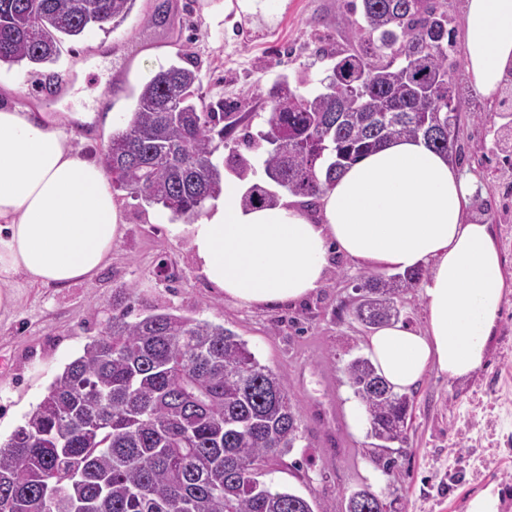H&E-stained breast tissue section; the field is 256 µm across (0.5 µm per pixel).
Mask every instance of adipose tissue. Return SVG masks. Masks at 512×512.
<instances>
[{
  "label": "adipose tissue",
  "instance_id": "obj_1",
  "mask_svg": "<svg viewBox=\"0 0 512 512\" xmlns=\"http://www.w3.org/2000/svg\"><path fill=\"white\" fill-rule=\"evenodd\" d=\"M467 72L483 95L512 72V0H468L462 24ZM93 112L0 105V310L18 279L44 285L92 280L123 234L125 215L96 155L82 150ZM474 181L423 140L397 139L349 167L317 208L281 194L243 203L225 173L224 195L188 227L206 279L248 308L307 298L324 283L330 252L367 267L428 263L424 330L388 323L366 339L377 371L397 391L426 371L462 378L480 368L506 295L502 255L488 218L468 212Z\"/></svg>",
  "mask_w": 512,
  "mask_h": 512
}]
</instances>
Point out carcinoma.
<instances>
[{"mask_svg":"<svg viewBox=\"0 0 512 512\" xmlns=\"http://www.w3.org/2000/svg\"><path fill=\"white\" fill-rule=\"evenodd\" d=\"M135 0H0V65L56 62L63 37L120 23ZM357 47L328 53L321 88L282 75L251 156L219 155L235 113L208 104L198 71L172 65L141 88L133 118L101 155L112 188L191 220L218 197L227 168H262L311 200L387 141L420 138L453 153L457 64L448 11L436 0H361ZM254 183L248 206L277 200ZM421 278L367 273L352 313L371 327L399 318L397 298ZM112 304L81 353L55 376L24 422L0 442V512H335L261 477L299 438L284 378L221 324L154 306L130 319ZM376 447L404 441L409 400L371 360L343 368ZM345 512H381L364 488Z\"/></svg>","mask_w":512,"mask_h":512,"instance_id":"1","label":"carcinoma"}]
</instances>
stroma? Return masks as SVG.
Here are the masks:
<instances>
[{"label": "stroma", "mask_w": 512, "mask_h": 512, "mask_svg": "<svg viewBox=\"0 0 512 512\" xmlns=\"http://www.w3.org/2000/svg\"><path fill=\"white\" fill-rule=\"evenodd\" d=\"M201 6L202 0H136L120 25L63 39L49 66L59 76L53 95L39 93L41 70L25 64L1 66L0 86H13L47 112L61 106L95 111L99 92L108 87L111 111L124 112L159 70L195 69L203 96L239 113L225 145L240 151L244 132L263 125L277 74L318 82L331 65L322 51L354 41L340 0H288L269 21L230 13L220 28L206 22ZM159 9L164 21L149 23ZM106 46L112 56L99 60ZM148 46L167 53L134 67ZM81 61L94 64L82 79L74 72ZM511 94L504 88L499 97L486 98L466 85L456 101L455 139L459 168L477 180L478 198L469 210L490 217L495 227L509 292L481 368L464 380L429 371L408 391L407 440L392 446L393 473L372 463L368 428L350 416L356 399L341 372L365 354L371 334L352 314L365 265L336 258L324 286L306 301L247 309L208 284L186 234L173 232L166 211L121 190L115 197L125 212L124 234L104 269L92 281L64 287L21 282L14 308L0 312V438L35 409L64 365L97 335L95 309H111L113 294L125 288L136 312L170 306L224 325L247 341L262 365L284 376L298 406L301 437L265 474L266 483L338 507L351 490L367 486L391 512H470L472 500L490 489L499 494L498 512H512V153H497L493 126L473 117Z\"/></svg>", "instance_id": "obj_1"}]
</instances>
